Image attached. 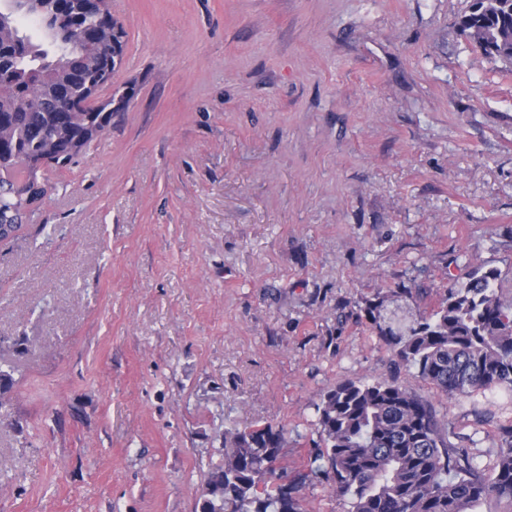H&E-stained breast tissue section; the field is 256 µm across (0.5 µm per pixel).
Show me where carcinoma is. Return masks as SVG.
Instances as JSON below:
<instances>
[{"instance_id": "carcinoma-1", "label": "carcinoma", "mask_w": 512, "mask_h": 512, "mask_svg": "<svg viewBox=\"0 0 512 512\" xmlns=\"http://www.w3.org/2000/svg\"><path fill=\"white\" fill-rule=\"evenodd\" d=\"M109 0H6L0 8V241L42 199L48 168L62 169L112 125L103 107L70 112L89 81L115 73L99 37ZM461 31L486 55L512 60V0H472ZM495 269H474L408 333L376 325L402 363L449 396L512 391V299L495 289ZM15 379L0 369V409ZM319 444L309 469L331 476L349 512H476L489 495L512 501V427L491 470L454 447L428 401L385 380L330 388L317 405ZM280 429L253 425L224 438L199 497L200 512H301L280 483Z\"/></svg>"}]
</instances>
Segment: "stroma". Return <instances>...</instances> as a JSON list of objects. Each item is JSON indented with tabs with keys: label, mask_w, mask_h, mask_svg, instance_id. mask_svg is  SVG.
Wrapping results in <instances>:
<instances>
[{
	"label": "stroma",
	"mask_w": 512,
	"mask_h": 512,
	"mask_svg": "<svg viewBox=\"0 0 512 512\" xmlns=\"http://www.w3.org/2000/svg\"><path fill=\"white\" fill-rule=\"evenodd\" d=\"M471 3L111 0L112 126L0 242V512H199L254 423L296 479L348 381L395 379L488 462L512 397L444 395L377 331L477 266L512 297V61ZM299 496L350 508L322 475Z\"/></svg>",
	"instance_id": "stroma-1"
}]
</instances>
